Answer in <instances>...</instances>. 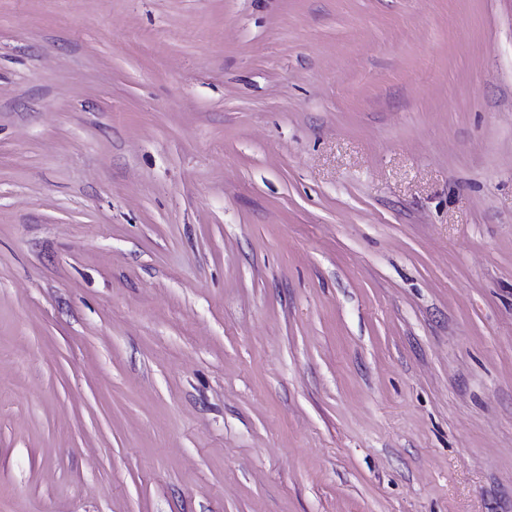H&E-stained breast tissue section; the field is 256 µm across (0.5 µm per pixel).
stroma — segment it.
<instances>
[{
  "label": "stroma",
  "mask_w": 512,
  "mask_h": 512,
  "mask_svg": "<svg viewBox=\"0 0 512 512\" xmlns=\"http://www.w3.org/2000/svg\"><path fill=\"white\" fill-rule=\"evenodd\" d=\"M0 512H512V0H0Z\"/></svg>",
  "instance_id": "1"
}]
</instances>
